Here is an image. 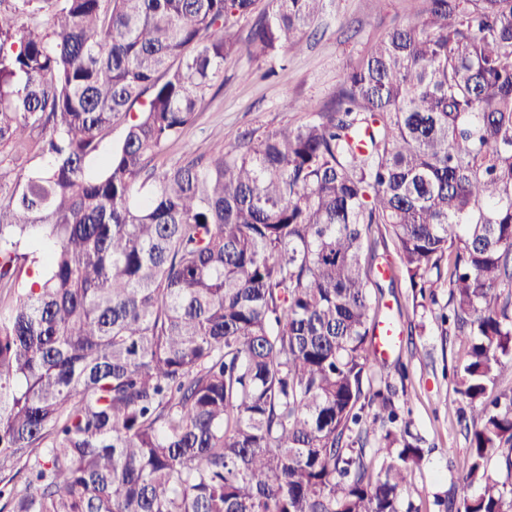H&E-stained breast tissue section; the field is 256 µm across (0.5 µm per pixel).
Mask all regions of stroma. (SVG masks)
I'll return each mask as SVG.
<instances>
[{"label":"stroma","instance_id":"35a3bbf8","mask_svg":"<svg viewBox=\"0 0 512 512\" xmlns=\"http://www.w3.org/2000/svg\"><path fill=\"white\" fill-rule=\"evenodd\" d=\"M415 0H326L324 13L307 30L303 51H281L274 59L241 52L224 61L223 69L198 106L194 121L179 139L156 158L159 166L183 163L191 153L217 146L231 147L240 136L297 126L312 117L334 95L343 72L379 41L394 25L416 21ZM297 100L294 110L284 109V98ZM0 163L12 171L0 183V198H7L16 179L42 169L47 159L37 145L21 153L0 151ZM383 304L400 330L420 327L414 347L399 344L396 353L407 366V397L414 419L413 433L426 450L420 469L404 490L421 512H436L435 495L462 496L465 474V424L460 419L466 404L449 379L462 354L452 328H441L432 311L412 306L405 280L385 289Z\"/></svg>","mask_w":512,"mask_h":512}]
</instances>
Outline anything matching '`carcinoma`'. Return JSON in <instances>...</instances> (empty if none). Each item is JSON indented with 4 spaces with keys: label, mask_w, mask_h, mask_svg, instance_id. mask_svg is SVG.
<instances>
[{
    "label": "carcinoma",
    "mask_w": 512,
    "mask_h": 512,
    "mask_svg": "<svg viewBox=\"0 0 512 512\" xmlns=\"http://www.w3.org/2000/svg\"><path fill=\"white\" fill-rule=\"evenodd\" d=\"M325 2L0 0V148L49 159L0 200V512H420L372 351L388 237L465 342L478 493L447 512H512V0H421L311 120L152 165Z\"/></svg>",
    "instance_id": "cac0c4a2"
}]
</instances>
